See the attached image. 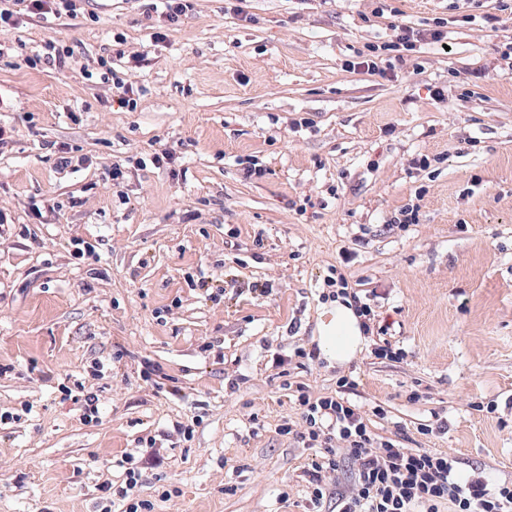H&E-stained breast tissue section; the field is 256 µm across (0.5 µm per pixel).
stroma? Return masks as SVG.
<instances>
[{"label":"stroma","mask_w":512,"mask_h":512,"mask_svg":"<svg viewBox=\"0 0 512 512\" xmlns=\"http://www.w3.org/2000/svg\"><path fill=\"white\" fill-rule=\"evenodd\" d=\"M147 4L0 26V512H120L133 465L154 512H309L311 451L278 428L297 388L331 396L346 375L387 410L374 433L512 478V28L485 22L495 0H394L396 18L376 0H192L172 28ZM437 18L443 44L398 73L349 68L391 20ZM49 40L64 66H22ZM410 205L417 222L394 223ZM338 273L373 311L342 366L315 341ZM383 342L403 359L376 358Z\"/></svg>","instance_id":"1"}]
</instances>
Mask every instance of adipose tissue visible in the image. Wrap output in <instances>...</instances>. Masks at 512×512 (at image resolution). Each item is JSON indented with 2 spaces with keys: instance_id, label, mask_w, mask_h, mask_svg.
Returning a JSON list of instances; mask_svg holds the SVG:
<instances>
[{
  "instance_id": "ef3b65f1",
  "label": "adipose tissue",
  "mask_w": 512,
  "mask_h": 512,
  "mask_svg": "<svg viewBox=\"0 0 512 512\" xmlns=\"http://www.w3.org/2000/svg\"><path fill=\"white\" fill-rule=\"evenodd\" d=\"M316 341L321 356L329 362L344 365L362 351L367 338L354 308L338 299L324 310Z\"/></svg>"
}]
</instances>
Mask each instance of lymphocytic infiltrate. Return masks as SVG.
Masks as SVG:
<instances>
[{
  "mask_svg": "<svg viewBox=\"0 0 512 512\" xmlns=\"http://www.w3.org/2000/svg\"><path fill=\"white\" fill-rule=\"evenodd\" d=\"M389 41L380 45L387 52L385 65L374 59L362 60L367 71L394 70L405 66L406 53L415 51L419 42H441L440 27L415 32L402 23H391ZM335 395L314 398L299 391L300 428L283 424L281 435L292 437L304 447L318 449L310 463L309 501L320 506L326 488L324 476L338 467L339 455L357 465L352 491L336 496V512H512V480L489 482L481 473L461 474L448 453L430 448H407L401 442L376 437L367 423L368 416L385 417L382 405L362 411L351 402L349 393L356 383L342 377Z\"/></svg>",
  "mask_w": 512,
  "mask_h": 512,
  "instance_id": "lymphocytic-infiltrate-1",
  "label": "lymphocytic infiltrate"
}]
</instances>
